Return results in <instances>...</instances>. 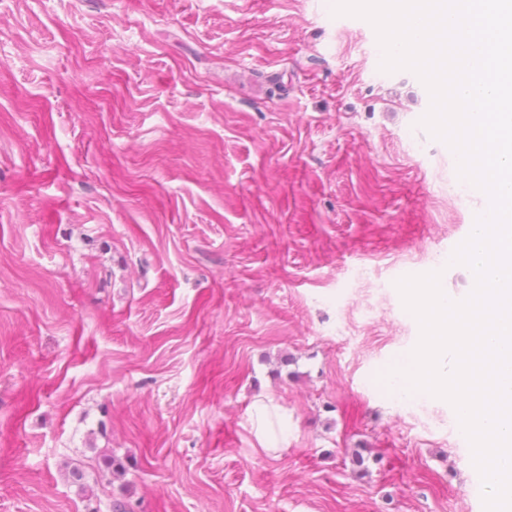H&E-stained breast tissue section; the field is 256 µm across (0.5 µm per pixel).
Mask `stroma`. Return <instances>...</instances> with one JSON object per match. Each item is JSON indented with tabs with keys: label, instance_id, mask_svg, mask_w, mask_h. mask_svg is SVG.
<instances>
[{
	"label": "stroma",
	"instance_id": "obj_1",
	"mask_svg": "<svg viewBox=\"0 0 512 512\" xmlns=\"http://www.w3.org/2000/svg\"><path fill=\"white\" fill-rule=\"evenodd\" d=\"M332 7L0 0V512H484L386 379L489 200Z\"/></svg>",
	"mask_w": 512,
	"mask_h": 512
}]
</instances>
